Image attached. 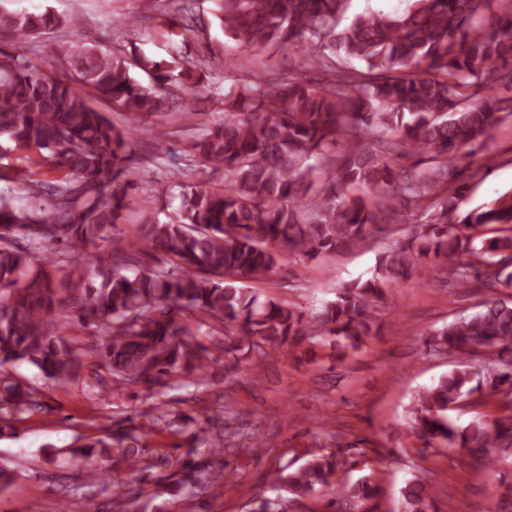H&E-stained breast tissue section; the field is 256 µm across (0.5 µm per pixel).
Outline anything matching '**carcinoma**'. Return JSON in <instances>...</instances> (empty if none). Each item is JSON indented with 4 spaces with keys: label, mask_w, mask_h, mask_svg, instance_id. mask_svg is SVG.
Returning a JSON list of instances; mask_svg holds the SVG:
<instances>
[{
    "label": "carcinoma",
    "mask_w": 512,
    "mask_h": 512,
    "mask_svg": "<svg viewBox=\"0 0 512 512\" xmlns=\"http://www.w3.org/2000/svg\"><path fill=\"white\" fill-rule=\"evenodd\" d=\"M348 0H217L224 36L253 50L292 51L299 67L331 75L314 83L276 72L224 95V120L189 142L188 160L222 172L221 184L188 185L178 209L117 233L138 188L133 135L147 116L164 117L194 92L191 69L145 57L129 61L95 49L74 19L49 12L0 10V140L26 152L14 172L0 173L22 196L0 194V432L11 417L42 406L39 391L6 367L35 365L55 381L83 367L57 332L58 321L91 323L102 336L90 346L120 386L158 391L177 377L206 378L211 351L202 328L217 322L260 360L304 342L358 350L371 334L384 289L407 280L426 259L442 260L460 288H512V190L464 214L456 199L479 170L462 162L481 152L512 116V0H409L394 14L368 11L348 26ZM70 30L64 75L11 52L49 31ZM125 115L114 125L85 91ZM345 146L330 153L338 140ZM408 213L413 230L378 254L375 272L336 291L307 313L240 287L268 276L287 255L316 258L347 244L396 231ZM494 228L497 235L485 236ZM27 245L18 247L14 240ZM61 249L46 253L44 244ZM108 259L89 268L85 254ZM426 346L453 354L456 368L417 394L414 429L441 447L491 455L499 480L496 512H512V474L498 462L512 451V415L465 427L448 418L474 392L512 395V304L498 299L431 331ZM240 416L229 408L192 435L213 458L181 468L142 457L138 428L95 437L83 460L112 459L131 480L115 485L122 512L134 473L166 467L162 488L206 489L224 472V435ZM149 426L186 434L185 417L161 411ZM497 449L490 454L489 448ZM340 466L334 451L284 471L278 484L304 497L329 485ZM346 500L378 512V487L365 479L342 488ZM433 485L402 489L401 512H431Z\"/></svg>",
    "instance_id": "cac0c4a2"
}]
</instances>
